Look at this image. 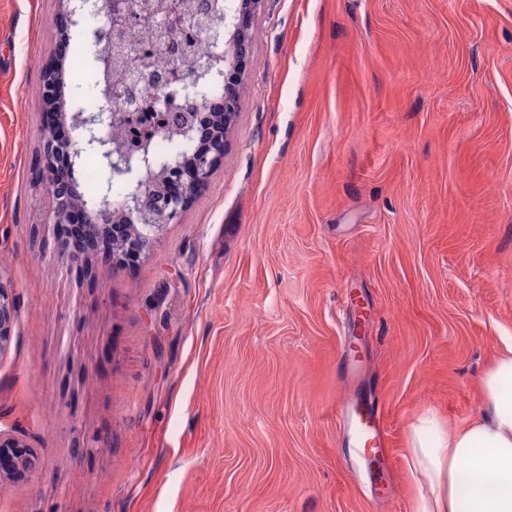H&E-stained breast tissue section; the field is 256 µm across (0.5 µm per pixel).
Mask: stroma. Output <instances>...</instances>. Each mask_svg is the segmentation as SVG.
Wrapping results in <instances>:
<instances>
[{
    "label": "stroma",
    "instance_id": "35a3bbf8",
    "mask_svg": "<svg viewBox=\"0 0 512 512\" xmlns=\"http://www.w3.org/2000/svg\"><path fill=\"white\" fill-rule=\"evenodd\" d=\"M65 4L0 0V432L36 460L0 512H416L411 422L472 417L512 342V0H263L209 183L89 274L31 171ZM68 238L61 237L58 239V247L68 253L69 260L72 264L78 267H87L89 262L91 261V253L85 252L78 248H75L73 245H83L86 241L79 238L76 233V229L71 226L68 229ZM71 242V243H70ZM73 244V245H71ZM17 318V310L14 298L9 288H6L0 279V357L7 351L14 324ZM377 416L378 409L375 410L372 406L362 408L361 411L342 410L341 418L346 422L349 435L362 456L383 452L385 442Z\"/></svg>",
    "mask_w": 512,
    "mask_h": 512
}]
</instances>
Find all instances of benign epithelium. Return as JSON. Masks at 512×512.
I'll use <instances>...</instances> for the list:
<instances>
[{
  "instance_id": "benign-epithelium-1",
  "label": "benign epithelium",
  "mask_w": 512,
  "mask_h": 512,
  "mask_svg": "<svg viewBox=\"0 0 512 512\" xmlns=\"http://www.w3.org/2000/svg\"><path fill=\"white\" fill-rule=\"evenodd\" d=\"M79 2V7L71 8L61 19L62 33L54 51V57L59 60L67 52L64 30L76 11L88 8L98 12L101 9L95 0ZM261 2L239 0L233 40L227 41L226 17L215 13L208 0L202 2L201 23L192 24L186 30L175 0L165 8L155 0H138L136 9L129 7L126 0H109L107 28L93 34V45L106 75L102 90L103 107L98 112L70 113L68 136L61 137L50 125H45L42 149L34 160L35 179L44 184L55 199L53 223L84 224L90 236L105 233L114 241V249L107 259L136 262L164 226L179 220L224 158V135L236 115L241 76L250 50L246 41L247 31ZM157 21L170 33L181 31L184 38L205 34L216 48L224 49V64L230 69V77L225 79L217 103L200 94L198 87L206 82L202 77L187 78L179 69L151 75L153 82L163 90L155 106L168 116L188 118L192 135H197L200 118L212 120L208 151L197 153L192 166L187 169L172 162L165 164L149 154L148 138L112 139V127L128 126L130 113L126 112V105L133 98L135 84L145 77L136 57L124 50V32L129 27ZM56 84L57 70L51 64L45 68L42 77V101L44 112L48 114L57 109ZM75 131L81 132L84 144L98 153L109 174V181L125 182L128 193L123 201L112 202L106 192L90 209L74 194L69 181L58 178L59 170L68 172L74 166L77 156L73 139ZM58 247L68 253L72 264L78 267L89 265L91 253L74 247L67 238H59ZM16 318L14 298L0 281V357L10 345Z\"/></svg>"
}]
</instances>
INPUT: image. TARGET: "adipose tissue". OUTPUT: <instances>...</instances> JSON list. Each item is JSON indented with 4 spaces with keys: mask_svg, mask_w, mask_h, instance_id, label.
<instances>
[{
    "mask_svg": "<svg viewBox=\"0 0 512 512\" xmlns=\"http://www.w3.org/2000/svg\"><path fill=\"white\" fill-rule=\"evenodd\" d=\"M417 512H512V345L481 375L480 408L460 425L425 410L409 429Z\"/></svg>",
    "mask_w": 512,
    "mask_h": 512,
    "instance_id": "ef3b65f1",
    "label": "adipose tissue"
}]
</instances>
